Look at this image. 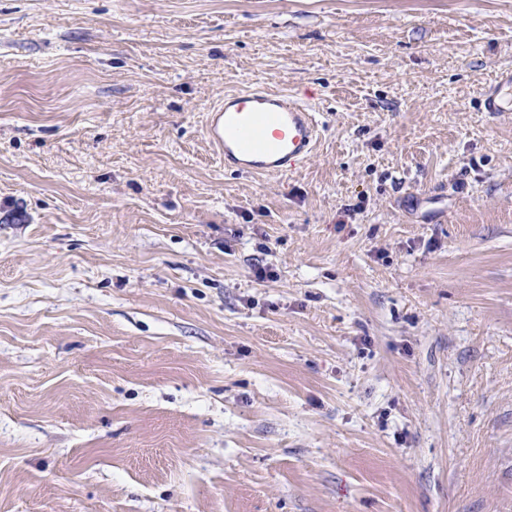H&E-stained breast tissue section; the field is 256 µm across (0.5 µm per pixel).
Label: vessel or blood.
I'll return each mask as SVG.
<instances>
[{
  "label": "vessel or blood",
  "mask_w": 512,
  "mask_h": 512,
  "mask_svg": "<svg viewBox=\"0 0 512 512\" xmlns=\"http://www.w3.org/2000/svg\"><path fill=\"white\" fill-rule=\"evenodd\" d=\"M512 102V70L485 94L481 108L504 111ZM319 127L312 110L285 92L252 87L225 95L214 108L209 138L224 152V168L251 175L283 174L314 152Z\"/></svg>",
  "instance_id": "1"
}]
</instances>
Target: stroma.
<instances>
[{
	"label": "stroma",
	"instance_id": "1",
	"mask_svg": "<svg viewBox=\"0 0 512 512\" xmlns=\"http://www.w3.org/2000/svg\"><path fill=\"white\" fill-rule=\"evenodd\" d=\"M505 68L512 0H0V512H512ZM512 102V70L504 69L500 81L485 94L481 103L483 112H506L505 104ZM319 127L312 110L285 92L252 87L224 94L207 134L224 152V168L251 175L288 172L314 152Z\"/></svg>",
	"mask_w": 512,
	"mask_h": 512
}]
</instances>
